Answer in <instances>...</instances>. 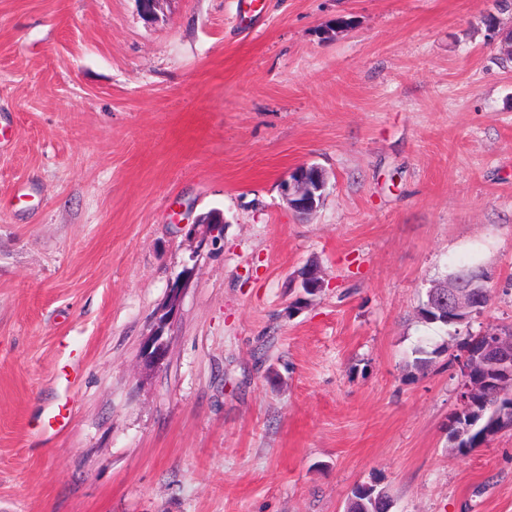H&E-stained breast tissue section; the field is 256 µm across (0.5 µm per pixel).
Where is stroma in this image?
I'll return each mask as SVG.
<instances>
[{
    "label": "stroma",
    "instance_id": "obj_1",
    "mask_svg": "<svg viewBox=\"0 0 512 512\" xmlns=\"http://www.w3.org/2000/svg\"><path fill=\"white\" fill-rule=\"evenodd\" d=\"M511 30L495 0H0V512H512V430L449 446L458 341L418 316L475 263L469 333L512 324ZM327 187V175L316 164H303L292 170L280 184L282 197L297 213H313ZM300 213V214H301ZM191 273V271H185L182 277L172 285L169 290V296L166 305L157 313L155 317L152 332L146 341L147 343L144 345V353L146 357L151 362H153L152 366L154 367L161 365L167 355V346L163 340V336L166 327L169 325V322L167 323V316H160L172 308L175 311L178 305L181 291L185 283L190 279ZM392 500L384 488L376 485H359L349 497L346 512H389Z\"/></svg>",
    "mask_w": 512,
    "mask_h": 512
}]
</instances>
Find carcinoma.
<instances>
[{"label":"carcinoma","mask_w":512,"mask_h":512,"mask_svg":"<svg viewBox=\"0 0 512 512\" xmlns=\"http://www.w3.org/2000/svg\"><path fill=\"white\" fill-rule=\"evenodd\" d=\"M420 319L428 324L456 327L454 316L438 311L423 302L419 309ZM475 375L486 380L482 391L473 399L467 412L453 413L448 424V433L454 447L463 450L481 445L498 432L501 416L508 415L506 404L512 393V384L501 383L488 367L478 368ZM392 500L384 488L375 485H359L349 497L346 512H389Z\"/></svg>","instance_id":"carcinoma-1"}]
</instances>
